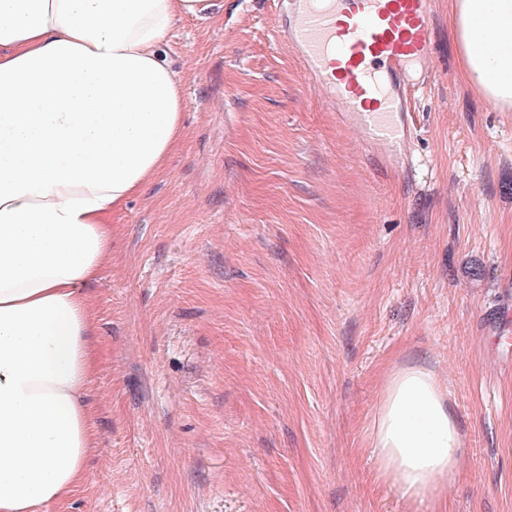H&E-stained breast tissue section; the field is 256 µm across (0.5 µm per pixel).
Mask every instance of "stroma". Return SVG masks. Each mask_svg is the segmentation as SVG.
<instances>
[{
	"mask_svg": "<svg viewBox=\"0 0 512 512\" xmlns=\"http://www.w3.org/2000/svg\"><path fill=\"white\" fill-rule=\"evenodd\" d=\"M167 50L183 135L108 222L85 478L47 512H512V112L465 79L432 0L412 169L362 151L275 36L272 0H210ZM447 387L441 501L376 477L394 369Z\"/></svg>",
	"mask_w": 512,
	"mask_h": 512,
	"instance_id": "35a3bbf8",
	"label": "stroma"
}]
</instances>
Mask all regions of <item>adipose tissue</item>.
Wrapping results in <instances>:
<instances>
[{
	"label": "adipose tissue",
	"mask_w": 512,
	"mask_h": 512,
	"mask_svg": "<svg viewBox=\"0 0 512 512\" xmlns=\"http://www.w3.org/2000/svg\"><path fill=\"white\" fill-rule=\"evenodd\" d=\"M208 0H0V512H36L80 483L94 446L81 400L94 366L86 292L112 249L109 215L182 135L164 49ZM467 81L512 112V0H451ZM376 476L437 500L462 465L448 392L393 370L368 429Z\"/></svg>",
	"instance_id": "adipose-tissue-1"
}]
</instances>
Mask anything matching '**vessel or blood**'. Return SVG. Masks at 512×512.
<instances>
[{"label":"vessel or blood","instance_id":"1","mask_svg":"<svg viewBox=\"0 0 512 512\" xmlns=\"http://www.w3.org/2000/svg\"><path fill=\"white\" fill-rule=\"evenodd\" d=\"M280 38L327 96L342 124L359 127L386 160L404 161L413 101L430 78V0H275Z\"/></svg>","mask_w":512,"mask_h":512}]
</instances>
